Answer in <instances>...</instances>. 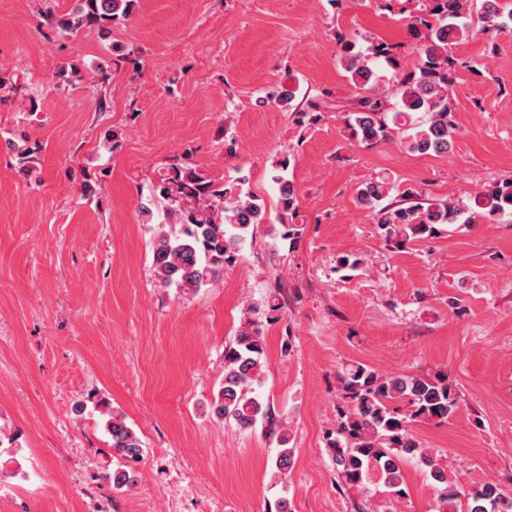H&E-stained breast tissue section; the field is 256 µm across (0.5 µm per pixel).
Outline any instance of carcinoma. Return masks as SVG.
Segmentation results:
<instances>
[{"instance_id":"carcinoma-1","label":"carcinoma","mask_w":512,"mask_h":512,"mask_svg":"<svg viewBox=\"0 0 512 512\" xmlns=\"http://www.w3.org/2000/svg\"><path fill=\"white\" fill-rule=\"evenodd\" d=\"M134 4L135 0H78L74 11L55 16L54 25L62 32L107 34L112 24L130 15ZM505 14L512 20V9L507 11L488 0H429L425 14L414 17L410 25L418 38L414 49L420 64L399 80L400 103L392 112L366 61L370 54L395 66L392 50L383 42L370 44L365 53L344 45L342 62L352 82L366 90V95L356 97L354 109L345 118L349 138L374 145L392 140V132L399 130L405 133L413 152L449 153L456 123L448 89L457 64L449 48L467 39L477 20L486 33L505 28ZM293 113L301 126L311 127L321 117L314 102L293 108ZM278 164L281 174L275 176V182L280 223L288 228V235H297L299 230L292 221L300 208V196L294 181L284 175L288 161ZM394 192L390 176L378 177L363 185L357 202L371 211L384 238L395 248L433 237L451 224H496L512 217V179L485 186L469 205L451 197L423 199L410 192L393 201ZM162 194L169 201L167 216L180 229L157 235L152 262L162 284L184 291L216 281L224 266L235 262L251 227L264 220V209L255 196L242 194L232 183L217 184L180 160L168 168ZM263 309L279 311L278 295L269 296L261 306L247 308L249 317L234 342L224 349V379L211 411L243 431L262 425L276 439L275 473L282 477L293 464L291 431L270 402L256 393L264 375L265 342L255 316ZM337 378L348 406L341 412L336 436L328 438L327 444L336 468L348 483L362 485L367 472L375 469L388 492L402 495V460L418 458L438 485V512H512V498L496 485L485 483L466 490L448 480L436 457L420 447L411 430L415 422L448 420L456 403L448 378L381 375L361 363L349 365ZM106 428L116 463L104 479L119 491L135 482L136 466L144 458L143 442L117 414L109 416Z\"/></svg>"}]
</instances>
